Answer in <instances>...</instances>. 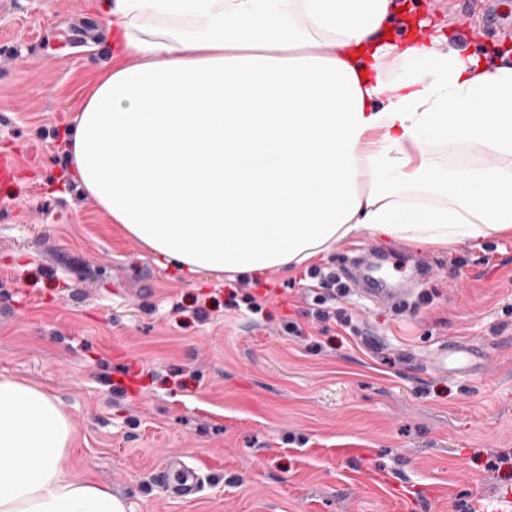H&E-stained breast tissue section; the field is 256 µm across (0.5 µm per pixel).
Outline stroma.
<instances>
[{"label":"stroma","mask_w":512,"mask_h":512,"mask_svg":"<svg viewBox=\"0 0 512 512\" xmlns=\"http://www.w3.org/2000/svg\"><path fill=\"white\" fill-rule=\"evenodd\" d=\"M393 18L451 32L465 55L512 43V0H396ZM103 0H0V375L55 396L72 475L128 512H498L512 495V238L430 249L367 233L316 264L381 254L396 304L352 290L359 333L284 335L304 270L185 279L111 223L70 175L66 128L110 56ZM267 294L264 316L230 293ZM205 311L198 319L196 311ZM446 341L486 360L423 366ZM203 469L194 499L157 480Z\"/></svg>","instance_id":"obj_1"}]
</instances>
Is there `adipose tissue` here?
<instances>
[{
    "label": "adipose tissue",
    "instance_id": "ef3b65f1",
    "mask_svg": "<svg viewBox=\"0 0 512 512\" xmlns=\"http://www.w3.org/2000/svg\"><path fill=\"white\" fill-rule=\"evenodd\" d=\"M392 0H106L120 50L68 128V166L163 266L288 272L366 232L512 237V67L411 30ZM491 165L447 167L435 150ZM73 425L0 376V512H127L72 477Z\"/></svg>",
    "mask_w": 512,
    "mask_h": 512
}]
</instances>
